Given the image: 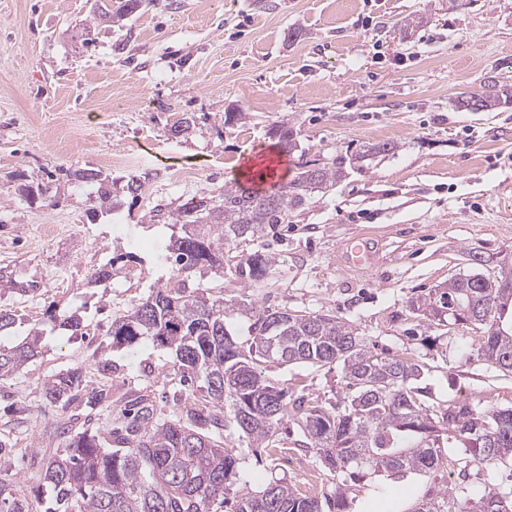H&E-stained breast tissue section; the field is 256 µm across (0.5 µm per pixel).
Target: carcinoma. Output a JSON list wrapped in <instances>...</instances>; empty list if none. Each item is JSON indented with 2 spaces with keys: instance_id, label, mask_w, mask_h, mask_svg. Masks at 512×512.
<instances>
[{
  "instance_id": "cac0c4a2",
  "label": "carcinoma",
  "mask_w": 512,
  "mask_h": 512,
  "mask_svg": "<svg viewBox=\"0 0 512 512\" xmlns=\"http://www.w3.org/2000/svg\"><path fill=\"white\" fill-rule=\"evenodd\" d=\"M145 7L144 0L103 3L87 29L102 24L122 27ZM512 102V88L493 80L480 93L462 92L456 108L485 112ZM269 137L290 154L299 147L298 132L288 121L271 126ZM394 141L367 143L350 157L306 162L288 182L270 189L226 183L185 202L149 211L148 223L177 228L162 259L175 266L173 277L159 284L124 316L112 320L110 345L132 353L148 340L176 356L175 375L186 395L177 411L165 415L155 397L142 389L125 395L117 417L96 422L90 416L80 428L71 422L56 427L64 446L34 448L41 471L42 494L32 500L19 483L0 478V512H224L225 485L236 478V449L224 447V412L265 448L276 447L275 433L292 421L306 438V448L346 483L320 500L286 480H273L262 490L241 494L231 512H350L348 486L387 474L406 479L432 475L457 464H495L512 459V407L480 408L450 404L439 412L424 405L417 385L423 367L408 355L382 356L367 346L358 328L331 314H294L255 302H224V296L193 279L196 272L224 268V245L254 241L267 227L288 221L290 213L326 193L345 174V164L395 154ZM71 176L98 182L106 213L118 209L98 174L78 169ZM276 256L255 251L241 256L236 272L244 284L265 278ZM0 288L25 295L34 286L17 283L0 267ZM409 310L427 326L483 324L486 335L478 356L486 364L512 372V269L498 276L474 273L448 280L409 301ZM250 322L249 338L233 337L230 319ZM51 322L76 335L84 329L79 313L51 316ZM39 355L33 336L9 346L0 344V379L18 374ZM339 364L345 393L329 410L265 378L258 366ZM52 407L67 410L86 404L112 407V394L91 389L80 367L62 370L43 385ZM458 448L453 459L446 449ZM402 512H512V491L485 494L475 504L464 488H444L414 501Z\"/></svg>"
}]
</instances>
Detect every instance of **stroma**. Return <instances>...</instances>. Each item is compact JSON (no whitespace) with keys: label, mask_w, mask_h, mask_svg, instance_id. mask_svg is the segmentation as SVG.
I'll return each mask as SVG.
<instances>
[{"label":"stroma","mask_w":512,"mask_h":512,"mask_svg":"<svg viewBox=\"0 0 512 512\" xmlns=\"http://www.w3.org/2000/svg\"><path fill=\"white\" fill-rule=\"evenodd\" d=\"M98 2L0 0V266L38 287L22 298L0 293V308L19 318L14 339L34 328L42 334L40 355L0 380V440L17 448L0 477L19 478L35 496L41 477L26 449L62 446L49 429L64 412L42 396L55 372L82 367L116 399L153 390L166 411L180 397L174 352L109 347L113 319L172 274L161 258L172 230L147 224L152 207L245 181L266 163L280 164L289 180L305 162H329L369 142L394 140L400 149L349 170L263 238L225 246L224 274L207 283L230 304L342 317L377 352L412 355L424 368L427 405L512 406V373L477 356L484 326L430 328L408 308L450 278L494 277L512 260V105L455 107L458 93L482 91L488 80L512 85V0H159L124 27L76 41ZM233 111L247 113L246 122L225 126ZM188 115L193 131L174 135ZM288 119L300 147L285 156L268 130ZM78 168L109 182L137 176L143 188L123 197L118 214L95 218V187L69 177ZM37 185L53 200L24 195ZM361 238L374 264L345 265L341 244ZM473 249L489 263L473 264ZM255 250L277 262L245 288L235 257ZM109 263L111 279L90 284L93 269ZM53 310L79 312L84 335L54 328ZM104 355L107 374L97 369ZM264 375L327 408L344 386L335 364L270 366ZM303 439L285 424L272 453L225 419L224 441L239 457L225 497L276 478L298 485L310 472L322 494L334 492L344 474L323 468ZM456 481L444 472L383 476L385 496L366 484L349 495L353 512H382L405 505V488L419 498ZM462 481L475 501L512 489V463L471 464Z\"/></svg>","instance_id":"obj_1"}]
</instances>
